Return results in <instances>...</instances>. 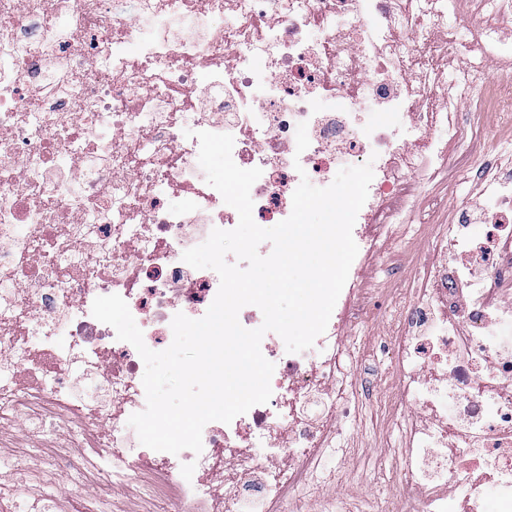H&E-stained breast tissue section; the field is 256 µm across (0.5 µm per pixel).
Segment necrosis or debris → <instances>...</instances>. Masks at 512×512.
Segmentation results:
<instances>
[{"instance_id": "1", "label": "necrosis or debris", "mask_w": 512, "mask_h": 512, "mask_svg": "<svg viewBox=\"0 0 512 512\" xmlns=\"http://www.w3.org/2000/svg\"><path fill=\"white\" fill-rule=\"evenodd\" d=\"M123 2L0 0V430L48 423L62 439L50 464L33 462L34 440L14 457L27 484L0 476V512H53L62 470L77 495L92 483L136 487L143 512L170 501L282 512L298 501L352 413L347 326L367 322L370 297L387 290L359 287V271L386 224L414 212L418 187L457 176L465 137L488 184L482 279L463 261L469 216L434 222L423 273L394 297L383 344L358 350L391 365L377 382L409 474L396 512H486L488 484L497 512H512V352L497 345L512 335V170L486 149L489 120L512 128V40L498 27L512 0H474L461 35L445 23L449 0ZM456 53L462 72L439 92L441 62ZM369 109L378 119L367 126ZM201 131L232 135L234 162L261 168L253 211L271 224L289 217L301 179L332 183L337 153L377 164L325 332L292 354L266 333L269 402L206 424L201 453L174 455L136 447L128 419L146 406L143 361L91 309L121 296L154 351L170 346L176 314L205 315L219 276L182 255L235 228L236 211L195 164ZM73 371L80 387L67 383Z\"/></svg>"}]
</instances>
